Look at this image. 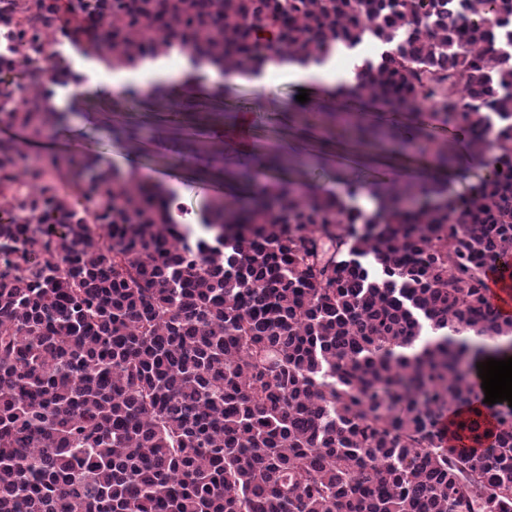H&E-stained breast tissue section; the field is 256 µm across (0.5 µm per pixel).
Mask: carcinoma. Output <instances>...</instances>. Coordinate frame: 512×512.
<instances>
[{
    "label": "carcinoma",
    "instance_id": "1",
    "mask_svg": "<svg viewBox=\"0 0 512 512\" xmlns=\"http://www.w3.org/2000/svg\"><path fill=\"white\" fill-rule=\"evenodd\" d=\"M99 9L129 67L148 29L224 74L372 34L381 54L337 95L426 109L452 137L308 122L486 175L448 196L350 178L341 198L314 169L259 185L242 164L254 200H206L211 239L100 157L0 177V512H512V409L480 451L443 432L482 391L477 356L512 349L486 288L512 277L491 265L512 258V62L490 48L512 43V0H27L17 44L94 48ZM7 116L39 139L68 113Z\"/></svg>",
    "mask_w": 512,
    "mask_h": 512
}]
</instances>
